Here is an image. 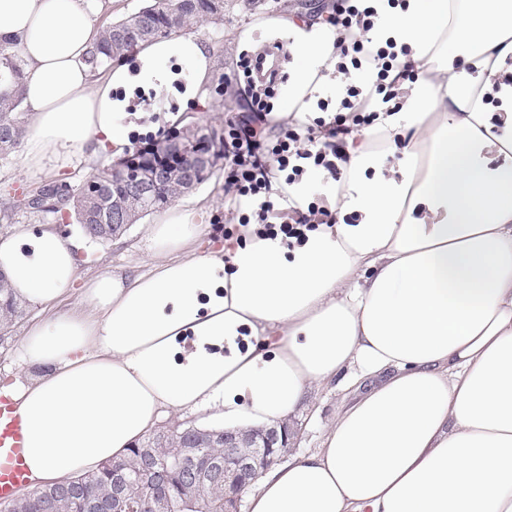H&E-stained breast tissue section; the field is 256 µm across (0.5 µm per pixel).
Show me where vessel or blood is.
<instances>
[{"mask_svg":"<svg viewBox=\"0 0 512 512\" xmlns=\"http://www.w3.org/2000/svg\"><path fill=\"white\" fill-rule=\"evenodd\" d=\"M23 425L10 398L0 396V504L14 501L17 491L30 485L24 461Z\"/></svg>","mask_w":512,"mask_h":512,"instance_id":"vessel-or-blood-1","label":"vessel or blood"}]
</instances>
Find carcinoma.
I'll list each match as a JSON object with an SVG mask.
<instances>
[{
    "label": "carcinoma",
    "instance_id": "carcinoma-1",
    "mask_svg": "<svg viewBox=\"0 0 512 512\" xmlns=\"http://www.w3.org/2000/svg\"><path fill=\"white\" fill-rule=\"evenodd\" d=\"M224 20V0H147L137 10L123 15L102 27L98 41L88 52L86 62L95 70L122 61L138 45L169 37L207 19ZM8 74L15 83L24 77L23 60L18 49L0 45V78ZM19 94L0 95V158L14 152L27 132V113L21 111ZM181 138L200 151H209L215 141L204 135L200 127H187L179 132ZM196 177L191 184L180 178L165 185L153 197L137 200L128 198L127 186L120 171L103 167L84 177L77 186L52 183L29 191L24 197L6 195L0 200V212L32 211L63 213L72 211L83 235L93 242L104 243L123 235L161 205L171 203L196 190L208 179V174ZM122 209L127 223H112V210ZM23 310L4 286L0 277V330L7 333L15 321L22 318ZM179 437L174 439L157 432L146 441L134 446L125 458L127 479L124 489L130 500L146 494H158L167 504V512H224V481L213 478L211 471L222 464L224 432L212 430L204 434L195 427L175 426ZM175 444L187 447L186 462L197 472L194 487L187 486L182 474L169 472L159 488L144 479L143 463L150 459L153 467L164 464ZM90 487L97 500L112 506L114 478L112 464L105 463L97 472L76 478ZM59 497L57 512H99L87 506L78 492H61L54 488L35 489L22 504L0 505V512H42L40 503L46 497Z\"/></svg>",
    "mask_w": 512,
    "mask_h": 512
}]
</instances>
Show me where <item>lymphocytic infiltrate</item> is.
<instances>
[{"instance_id":"obj_1","label":"lymphocytic infiltrate","mask_w":512,"mask_h":512,"mask_svg":"<svg viewBox=\"0 0 512 512\" xmlns=\"http://www.w3.org/2000/svg\"><path fill=\"white\" fill-rule=\"evenodd\" d=\"M373 15L360 0H336L327 22L344 33L336 42L339 72L349 75L362 70ZM234 81L243 87L247 109L224 121L226 212L238 224L260 225L262 235L281 238L284 246L294 248L305 242L308 232L335 222L336 217L325 193L318 194L304 209L284 200L273 201L272 179L280 176L285 184L292 185L314 169L339 182L346 160V136L354 127L371 125L375 114L359 85L352 82L337 105L323 100L319 114L302 121H277L272 117L277 79L259 80L253 57L244 55L236 64Z\"/></svg>"}]
</instances>
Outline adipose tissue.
<instances>
[{"label": "adipose tissue", "mask_w": 512, "mask_h": 512, "mask_svg": "<svg viewBox=\"0 0 512 512\" xmlns=\"http://www.w3.org/2000/svg\"><path fill=\"white\" fill-rule=\"evenodd\" d=\"M367 4L374 44L409 47L417 79L400 112L372 98L378 118L347 148L337 221L303 245L251 231L217 250L202 214L175 207L147 227V271L82 282L76 239L22 224L0 236L17 299L50 312L19 346L41 377L5 389L35 484L124 458L165 413L272 427L312 386L369 379L318 448L247 488L248 512H512V0ZM96 6L0 0V44L25 63L20 85L0 82L28 114L25 177L86 149L121 157L135 88L178 81L182 104L206 100L213 58L194 33L96 77ZM264 28L288 41V111L316 112L327 84L343 96L336 29L287 17Z\"/></svg>", "instance_id": "1"}]
</instances>
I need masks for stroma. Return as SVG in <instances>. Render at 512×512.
I'll return each mask as SVG.
<instances>
[{
  "mask_svg": "<svg viewBox=\"0 0 512 512\" xmlns=\"http://www.w3.org/2000/svg\"><path fill=\"white\" fill-rule=\"evenodd\" d=\"M335 2L336 0H255L254 4L245 9L234 4L233 0H224L223 21L204 20L195 25L194 30L210 42L213 48V75L229 81L227 93L221 97L208 94L205 105L188 108L175 123L167 119L169 110L176 107L175 101L165 96L159 97L158 129L165 133L173 132L177 127L196 123L223 130L225 117L241 111L245 104L243 96L231 84L236 61L245 52L239 43L241 33L261 20L274 16L310 17L320 11L325 13L332 10ZM224 176V169L216 168L208 181L179 200L180 205L185 208L211 210L214 220L204 228L206 239L211 241L222 236L218 223L224 218ZM146 228L147 223L142 220L131 225L122 237L112 242L89 244L87 250L80 253L81 279L85 280L115 268H122L133 274L146 271L150 257ZM22 309V319L16 322L11 332L0 337V382L17 379L25 381L30 376L28 369L17 364L19 344L25 328L43 319L45 313L40 307L28 303L23 304ZM354 392L338 389L332 382L309 391L303 405L289 421L294 431L292 456H299L318 446L325 427L353 399Z\"/></svg>",
  "mask_w": 512,
  "mask_h": 512,
  "instance_id": "1",
  "label": "stroma"
}]
</instances>
